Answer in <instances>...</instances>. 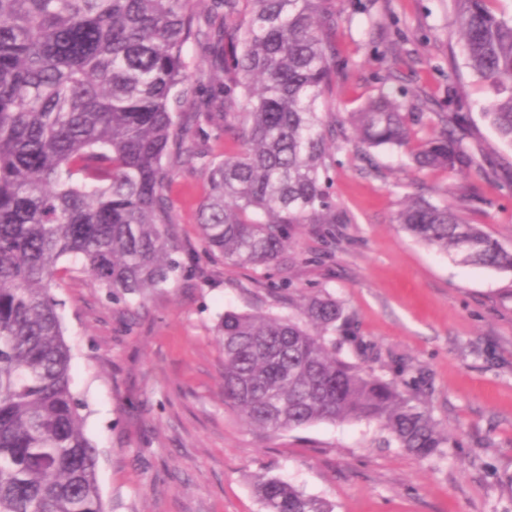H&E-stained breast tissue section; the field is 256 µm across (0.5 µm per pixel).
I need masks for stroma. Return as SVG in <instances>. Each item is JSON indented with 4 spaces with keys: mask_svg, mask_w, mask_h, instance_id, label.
I'll return each mask as SVG.
<instances>
[{
    "mask_svg": "<svg viewBox=\"0 0 512 512\" xmlns=\"http://www.w3.org/2000/svg\"><path fill=\"white\" fill-rule=\"evenodd\" d=\"M336 150L327 160L346 224H300L284 261L240 267L209 256L200 162H176L167 188L190 277L148 293L143 307L108 300L86 275L56 289L73 359V392L88 414L107 512H263L257 475L292 482L334 512H512V272L464 265L414 241L395 215L409 193L458 206L512 249V148L484 112L492 88L467 68L450 0H337ZM389 46L397 85L436 105L463 102L465 143L483 165L465 176L419 171L406 151L358 154L348 112L376 95ZM286 288L282 303L270 288ZM335 298L348 319L341 354L415 392L443 455L423 459L365 423L288 432L248 425L224 405V311L293 315L304 296Z\"/></svg>",
    "mask_w": 512,
    "mask_h": 512,
    "instance_id": "35a3bbf8",
    "label": "stroma"
}]
</instances>
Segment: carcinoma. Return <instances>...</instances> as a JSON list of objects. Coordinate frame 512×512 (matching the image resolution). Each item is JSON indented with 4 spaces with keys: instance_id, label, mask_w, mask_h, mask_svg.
Returning a JSON list of instances; mask_svg holds the SVG:
<instances>
[{
    "instance_id": "obj_1",
    "label": "carcinoma",
    "mask_w": 512,
    "mask_h": 512,
    "mask_svg": "<svg viewBox=\"0 0 512 512\" xmlns=\"http://www.w3.org/2000/svg\"><path fill=\"white\" fill-rule=\"evenodd\" d=\"M0 0V512H106L95 446L72 387V349L53 289L80 263L116 303L188 277L166 193L171 160H204L205 249L236 266L281 261L293 224H346L329 192L333 130L319 112L336 86L325 37L333 0ZM452 0L471 71L494 89L484 116L512 147V10ZM206 42L207 83L184 47ZM198 96L239 150L184 152ZM384 84L348 113L356 150L406 149L419 170H481L459 112ZM433 134L412 143L411 122ZM395 223L463 264L512 272V249L446 205L409 195ZM346 323L334 299L310 296L297 316L226 311L224 406L271 432L317 423H375L421 458L441 452L417 396L338 353ZM263 512H333L326 499L260 476Z\"/></svg>"
}]
</instances>
